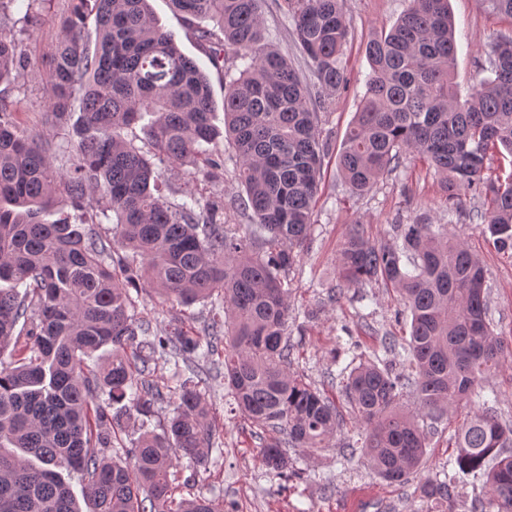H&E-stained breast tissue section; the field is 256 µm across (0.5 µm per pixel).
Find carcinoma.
Instances as JSON below:
<instances>
[{"label":"carcinoma","mask_w":512,"mask_h":512,"mask_svg":"<svg viewBox=\"0 0 512 512\" xmlns=\"http://www.w3.org/2000/svg\"><path fill=\"white\" fill-rule=\"evenodd\" d=\"M50 2L28 0L13 25L29 30L33 5ZM69 2L43 113L68 139L43 140L0 97V512H224L220 500L176 497L190 478L175 460L198 467L217 445L200 390L214 356L224 357L235 412L266 434L260 461L269 474L300 476L288 449L322 448L343 426L336 399L291 369L288 283L313 231L329 151L311 91L332 96L347 83L343 0H284L303 70L266 41L260 0H169L188 22L216 25L195 32L224 73L222 130L209 78L157 24L149 0ZM482 3L512 19V0ZM365 52L366 93L338 154L350 192H369L412 151L439 175L446 199L465 187L484 196L476 217L488 243L512 256V38L492 39L490 75L464 96L448 0H411ZM33 64L16 31L0 27V83ZM493 159L511 168L507 176L489 174ZM229 162L251 224L224 223L219 196L178 199L168 178L177 168L213 179ZM58 189L85 212L81 223L53 218ZM109 212L103 235L100 215ZM337 274L349 288H393L409 327L402 340L355 346L340 372L362 427L341 458L360 453L384 481L407 483L430 435L464 402L471 415L442 465L454 474L417 486L419 510L452 502L460 477L470 476L486 489L470 512H512V421L498 417L497 391L485 386L503 345L481 259L448 237V225L418 221L392 225L377 242L352 229ZM147 288L175 298L185 321L196 320L198 303L211 305L212 317L197 330L158 334L138 312ZM102 349L111 358L90 369ZM158 358L174 360L176 381L162 423L157 406L167 397L149 371ZM406 394L416 411L400 409ZM129 425L137 438L129 461H117L106 450ZM64 471L86 481V508Z\"/></svg>","instance_id":"carcinoma-1"}]
</instances>
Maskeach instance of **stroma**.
Here are the masks:
<instances>
[{
    "label": "stroma",
    "instance_id": "35a3bbf8",
    "mask_svg": "<svg viewBox=\"0 0 512 512\" xmlns=\"http://www.w3.org/2000/svg\"><path fill=\"white\" fill-rule=\"evenodd\" d=\"M410 0H344L350 35L342 64L348 84L321 108L322 136L329 143L314 214V231L298 265L289 276L291 296V338L298 347L293 368L304 373L318 388L337 376L350 361V349L372 344L376 338L402 335L397 324L400 308L394 290L376 284L362 292L348 291L334 303L326 302V290L336 283L338 249L351 225H361L372 240L387 238L392 225L424 219L447 225L482 260L491 287L492 318L497 331L512 346V258L496 253L473 215L484 200L469 189H461L455 204H448L440 179L416 153L403 155L400 166L386 175L367 193L352 195L337 170L336 157L346 131L366 92L370 65L365 53L368 37L390 28L409 7ZM155 15L172 31L182 51L193 58L211 82L215 101L224 99V78L210 63L204 49L187 34L182 17L172 12L166 0H151ZM66 0H48L37 5L38 21L24 39L26 52L40 60L49 56L58 35V20ZM455 23V81L467 91L481 64L491 35L512 36V19L484 10L480 0H449ZM43 67L18 70L10 83L0 85L11 98L20 122L38 131L43 139L64 142L63 128L43 124L46 110ZM183 194L208 197L219 195L233 201L242 193L234 167H226L211 181L188 180L179 170L169 174ZM211 415L219 423L222 452H211L194 480L184 488V496H220L224 512H416L419 502L414 485L394 486L376 475L361 460L343 464L339 448L359 429L354 419L330 441L313 453L289 449L299 470L298 478L284 481L271 477L258 461V439L251 424L230 414L224 388L203 390ZM470 413L469 407L452 409L427 450L423 476L435 477L453 452L452 434Z\"/></svg>",
    "mask_w": 512,
    "mask_h": 512
}]
</instances>
